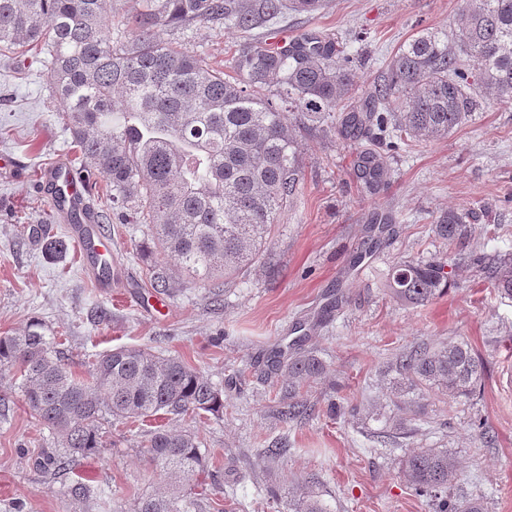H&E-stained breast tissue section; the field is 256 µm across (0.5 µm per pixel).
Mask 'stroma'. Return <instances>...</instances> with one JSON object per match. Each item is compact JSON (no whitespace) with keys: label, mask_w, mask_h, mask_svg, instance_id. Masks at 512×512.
<instances>
[{"label":"stroma","mask_w":512,"mask_h":512,"mask_svg":"<svg viewBox=\"0 0 512 512\" xmlns=\"http://www.w3.org/2000/svg\"><path fill=\"white\" fill-rule=\"evenodd\" d=\"M461 0H326L316 14L287 13L269 25L346 37L363 55L355 85L377 80L405 39L423 28L455 31ZM174 40L226 68L241 31L202 24ZM303 180L293 208L275 224L270 256L226 285L220 303L202 288L158 295L146 280L138 224L112 215L106 181L90 206L107 216L119 283L102 294L76 246L47 259L37 238L70 239L49 205L41 175L74 157L72 135L37 58L0 55V335L40 321L66 364L87 376L96 355L120 345L184 359L224 392V416L168 421L197 434L208 458L204 512H283L282 498L310 488L330 512H433L402 470L413 448H445L459 461L454 498H484L487 512H512V299L498 295L475 265L512 254V102L488 101L448 136L398 149L377 145L387 171L377 190L356 176L355 150L330 130L302 137ZM469 213L462 248L433 228L449 209ZM434 258L451 285L426 306H404L385 284L394 264ZM464 341L483 359L484 380L467 400L440 393L395 395L391 367L410 346ZM327 372L307 382L316 414L288 420L289 400L266 361L293 343ZM421 415L427 425L396 431ZM150 423L104 425L100 455L53 475L36 465L51 434L31 417L15 370H0V512H129L161 477L144 453ZM285 450L268 457L271 445ZM94 486L71 502L67 485Z\"/></svg>","instance_id":"stroma-1"}]
</instances>
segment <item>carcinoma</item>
<instances>
[{"label":"carcinoma","mask_w":512,"mask_h":512,"mask_svg":"<svg viewBox=\"0 0 512 512\" xmlns=\"http://www.w3.org/2000/svg\"><path fill=\"white\" fill-rule=\"evenodd\" d=\"M323 0H142L131 31L112 40L106 0H0V51L46 50L52 98L65 112L78 160L88 176L107 177L112 210L146 227L150 255L175 260L148 265L150 287L167 293L179 280L204 288L228 285L267 250L272 226L296 200L302 167L292 123L331 124L356 139L377 130L394 147L410 139L448 135L490 99L512 101V0H463L458 31L421 29L392 55L384 79L350 107V56L329 35L304 34L272 49L253 34L286 11L314 13ZM232 24L246 34L232 57L231 78L177 45L173 30ZM359 178L376 190L385 169L376 152L356 157ZM469 213L450 210L435 225L452 244L465 234ZM49 259L68 246L46 238ZM493 288L512 298V258L489 272ZM449 273L434 262L403 261L386 282L389 296L425 306L448 291ZM275 370L288 371V410L311 411L301 383L323 372L298 352ZM17 370L35 421L55 447L38 458L43 469H65L103 447V421L157 415L224 414L223 393L181 358L121 346L96 356L88 379L63 362L38 322L0 336V369ZM397 392L420 388L469 398L486 368L464 341L413 346L396 361ZM164 480L144 494L135 512H202L198 476L207 461L190 431L156 430L144 445ZM414 489L434 512H483L479 498L459 501L450 489L457 460L446 448H417L403 463ZM288 512H328L313 491L288 501Z\"/></svg>","instance_id":"carcinoma-1"}]
</instances>
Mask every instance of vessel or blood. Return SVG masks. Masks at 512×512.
Returning a JSON list of instances; mask_svg holds the SVG:
<instances>
[{"mask_svg": "<svg viewBox=\"0 0 512 512\" xmlns=\"http://www.w3.org/2000/svg\"><path fill=\"white\" fill-rule=\"evenodd\" d=\"M43 183L51 189L57 211L71 226L81 263L93 274L101 292L111 291L112 241L89 209V186L83 172L59 164L46 171Z\"/></svg>", "mask_w": 512, "mask_h": 512, "instance_id": "obj_1", "label": "vessel or blood"}]
</instances>
